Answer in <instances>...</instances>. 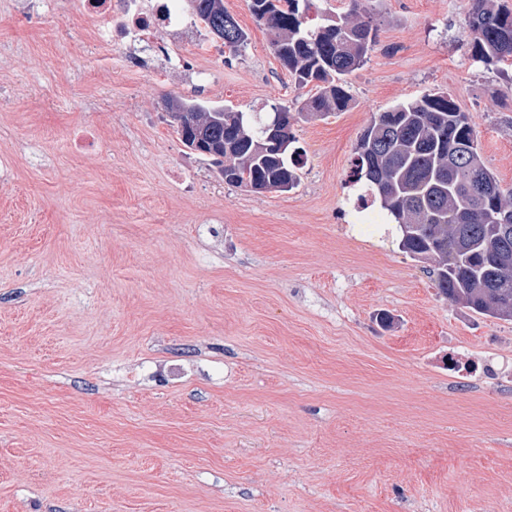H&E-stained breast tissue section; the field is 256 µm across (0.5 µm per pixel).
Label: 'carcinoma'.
Masks as SVG:
<instances>
[{"label":"carcinoma","instance_id":"obj_1","mask_svg":"<svg viewBox=\"0 0 512 512\" xmlns=\"http://www.w3.org/2000/svg\"><path fill=\"white\" fill-rule=\"evenodd\" d=\"M190 15L209 34L222 30L229 51L247 45L248 34L224 8V0H188ZM310 0H250L257 22L295 85L316 92L301 111L316 117L342 112L351 100L348 76L362 67L376 46V32L364 19L360 0L351 9L311 29ZM470 58L485 65H512V8L507 0H471L468 15ZM202 121L175 123L182 143L197 149L204 137L233 147L224 182L252 192H284L299 181L302 152L286 133L281 150L268 147L266 127L250 112L208 107L194 99L165 98ZM479 171L484 189L472 191L470 172ZM352 182L363 184L358 200L379 202L399 225V248L434 263L435 286L448 300L497 319L512 320V192L503 190L483 163L469 116L444 91L400 103L360 135L352 162Z\"/></svg>","mask_w":512,"mask_h":512}]
</instances>
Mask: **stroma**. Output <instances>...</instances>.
Instances as JSON below:
<instances>
[{
    "label": "stroma",
    "mask_w": 512,
    "mask_h": 512,
    "mask_svg": "<svg viewBox=\"0 0 512 512\" xmlns=\"http://www.w3.org/2000/svg\"><path fill=\"white\" fill-rule=\"evenodd\" d=\"M365 4L348 108L295 115L300 183L258 194L163 109L307 98L249 0L236 55L0 0V512H512V321L440 294L350 180L378 113L445 91L512 189V66L471 62L469 0Z\"/></svg>",
    "instance_id": "obj_1"
}]
</instances>
